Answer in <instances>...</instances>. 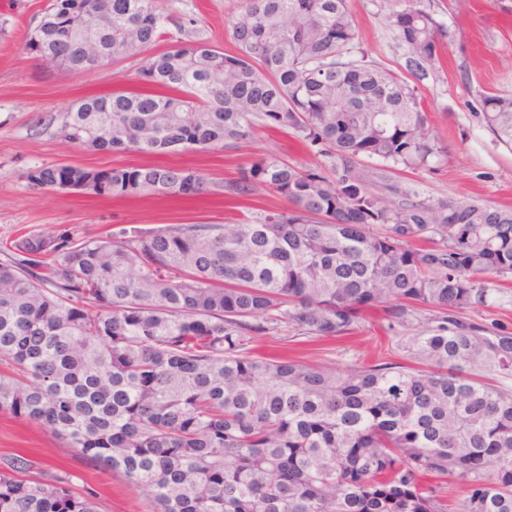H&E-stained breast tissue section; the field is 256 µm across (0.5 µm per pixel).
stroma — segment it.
<instances>
[{
    "mask_svg": "<svg viewBox=\"0 0 512 512\" xmlns=\"http://www.w3.org/2000/svg\"><path fill=\"white\" fill-rule=\"evenodd\" d=\"M397 0H348L362 47L384 67L398 70L403 51L386 18ZM444 21L452 38L440 49L433 76L420 82L419 97L428 114V132L440 148L428 167L403 171L402 188L433 200H477L512 207V144L498 140L486 125L481 97L512 94V0H423ZM47 0H0V244L26 233L67 230L94 237L123 225L152 228L162 224H238L251 210L285 207L269 189L259 190L241 206L226 204L220 187L260 155L274 154L299 167L322 160L292 136L257 131L254 138L223 150L187 151L168 155L112 153L70 146L59 135L66 108L87 95L137 88L128 61L98 70L62 73L25 48L30 27ZM170 31L192 23V31L234 55L238 46L231 19L239 0H158ZM43 164H70L90 169L159 164L196 168L215 186L198 197L158 196L102 199L30 185L27 171ZM485 303L464 312L486 326L512 331V283L489 276ZM253 352H285L317 367L339 370L384 363L403 357L381 322H368L338 340L311 341L285 333L256 337ZM24 457L35 466L69 474L78 490L93 494L101 512H154L151 497L121 474L85 459L52 437L37 423L0 412V464Z\"/></svg>",
    "mask_w": 512,
    "mask_h": 512,
    "instance_id": "35a3bbf8",
    "label": "stroma"
}]
</instances>
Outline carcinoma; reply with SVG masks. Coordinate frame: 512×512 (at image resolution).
<instances>
[{
    "label": "carcinoma",
    "instance_id": "obj_1",
    "mask_svg": "<svg viewBox=\"0 0 512 512\" xmlns=\"http://www.w3.org/2000/svg\"><path fill=\"white\" fill-rule=\"evenodd\" d=\"M400 75L368 58L347 0H241L226 55L169 35L157 0H50L26 50L65 73L134 60L139 88L80 99L60 134L112 152L211 150L258 129L326 159L272 155L222 185L263 188L288 207L240 224L122 227L105 236L26 234L0 262V412L35 422L131 484L155 512H512V332L462 316L486 299L483 274L512 279V208L400 193L392 177L438 154L415 82L436 69L449 28L420 0L387 17ZM512 144V95L482 97ZM375 159L371 187L361 168ZM27 180L104 198L200 196L193 168L43 165ZM380 310L413 366L320 368L256 357L286 330L344 336ZM30 461L0 467V512H100Z\"/></svg>",
    "mask_w": 512,
    "mask_h": 512
}]
</instances>
